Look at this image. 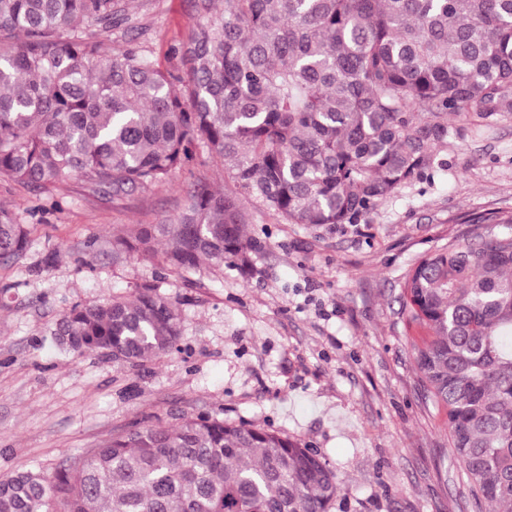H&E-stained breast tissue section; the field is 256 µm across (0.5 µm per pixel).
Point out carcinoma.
<instances>
[{
  "mask_svg": "<svg viewBox=\"0 0 512 512\" xmlns=\"http://www.w3.org/2000/svg\"><path fill=\"white\" fill-rule=\"evenodd\" d=\"M129 0H0V177L46 190L68 179L128 195L199 152L233 188L193 183L173 224H139L112 253L165 246L179 271L246 269L243 201L289 224H355L448 145V116L512 112V0H195L198 22L163 70L136 39L89 37L126 21ZM29 246L0 207V258ZM403 309L428 396L477 508L512 512V231L423 255ZM64 348L136 365L176 349L175 303L75 306ZM343 493L323 456L275 430L220 417L131 429L51 472L0 479V512H329Z\"/></svg>",
  "mask_w": 512,
  "mask_h": 512,
  "instance_id": "carcinoma-1",
  "label": "carcinoma"
}]
</instances>
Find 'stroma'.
<instances>
[{"instance_id":"stroma-1","label":"stroma","mask_w":512,"mask_h":512,"mask_svg":"<svg viewBox=\"0 0 512 512\" xmlns=\"http://www.w3.org/2000/svg\"><path fill=\"white\" fill-rule=\"evenodd\" d=\"M129 14L153 59L185 74L169 48L191 35L193 0H132ZM449 124L433 175L359 223L289 224L246 203L257 249L245 270L112 256L113 234L175 219L189 184L231 188L219 163L121 197L75 179L49 190L0 180V206L30 237L22 258L0 262V479L70 465L135 425L210 415L317 449L346 488L330 512H478L445 413L425 402L410 351L423 331L401 295L416 260L466 239L472 217L512 212V114ZM145 283L177 303L172 353L134 367L57 345L71 308Z\"/></svg>"}]
</instances>
